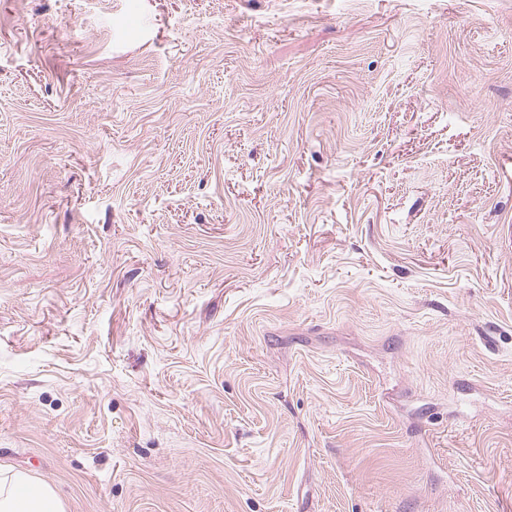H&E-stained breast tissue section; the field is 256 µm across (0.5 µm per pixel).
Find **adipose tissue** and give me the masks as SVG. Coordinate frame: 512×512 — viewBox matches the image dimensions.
<instances>
[{
	"label": "adipose tissue",
	"instance_id": "obj_1",
	"mask_svg": "<svg viewBox=\"0 0 512 512\" xmlns=\"http://www.w3.org/2000/svg\"><path fill=\"white\" fill-rule=\"evenodd\" d=\"M0 512H64V505L49 485L0 471Z\"/></svg>",
	"mask_w": 512,
	"mask_h": 512
}]
</instances>
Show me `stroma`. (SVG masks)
<instances>
[{
    "label": "stroma",
    "instance_id": "35a3bbf8",
    "mask_svg": "<svg viewBox=\"0 0 512 512\" xmlns=\"http://www.w3.org/2000/svg\"><path fill=\"white\" fill-rule=\"evenodd\" d=\"M0 467L512 512V0H0Z\"/></svg>",
    "mask_w": 512,
    "mask_h": 512
}]
</instances>
